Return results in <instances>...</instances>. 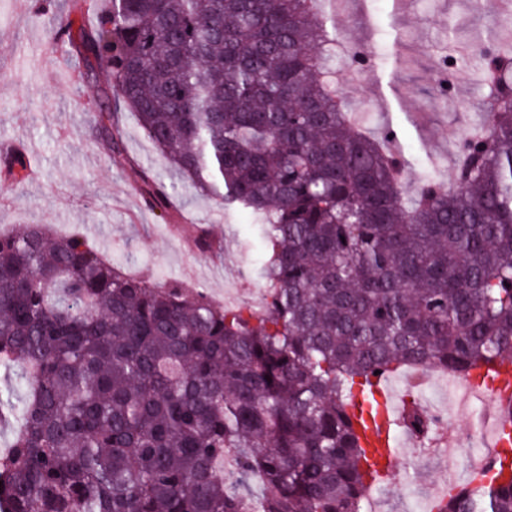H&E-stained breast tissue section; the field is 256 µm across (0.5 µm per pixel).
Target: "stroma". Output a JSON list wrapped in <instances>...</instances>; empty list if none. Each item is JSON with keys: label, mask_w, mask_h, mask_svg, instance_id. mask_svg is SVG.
<instances>
[{"label": "stroma", "mask_w": 512, "mask_h": 512, "mask_svg": "<svg viewBox=\"0 0 512 512\" xmlns=\"http://www.w3.org/2000/svg\"><path fill=\"white\" fill-rule=\"evenodd\" d=\"M501 15L499 0H488L479 13L470 11L468 0H401L388 6L380 20L369 0H344L337 10L348 43L376 44L384 38L401 45L386 71L363 62L362 82L341 94L358 112L364 130L389 123L399 131L401 148L415 157L408 170L410 188L426 175L449 183L457 142L483 120L475 106L482 94L479 56L460 63L459 78L448 85L446 99H437L433 90L431 77L448 52V25H455L458 44L494 40L511 48L512 35L501 33ZM53 25L31 10L29 0H0V144L25 146L39 172L35 181L0 179V232L46 224L61 234L81 233L114 264L162 285L177 281L188 289L205 287L219 306L225 284H238L246 292L261 288L263 251L248 213L224 209L185 180L174 200L180 217L190 222L182 234H174L166 212L146 206L138 190L139 173L173 179L167 158L126 110L121 130L131 162L123 167L112 163L94 131L112 77L102 71L94 83H83L79 60L52 41ZM202 225L219 241L220 253L191 249ZM413 374V369H401L393 391L413 395L426 414L444 412L453 441L442 447L411 443L399 472L373 490L374 512H426L445 483L449 460L462 455L460 440L477 425L453 400L435 393L429 379L412 384Z\"/></svg>", "instance_id": "35a3bbf8"}]
</instances>
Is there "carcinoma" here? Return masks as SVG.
<instances>
[{
	"label": "carcinoma",
	"instance_id": "cac0c4a2",
	"mask_svg": "<svg viewBox=\"0 0 512 512\" xmlns=\"http://www.w3.org/2000/svg\"><path fill=\"white\" fill-rule=\"evenodd\" d=\"M333 2L109 0L95 28H53L177 174L255 218L268 300L189 299L44 225L0 234V512H364L377 462L353 388L375 409L377 370L512 362V48L482 53L493 108L451 182L408 193L394 129L361 132L328 80L395 49L330 51ZM96 123L127 165L118 113ZM29 166L0 154L8 176ZM140 191L170 212L178 187ZM432 426L411 405L405 427ZM503 436L495 483L481 470L437 512H512ZM228 454L257 494L224 482Z\"/></svg>",
	"mask_w": 512,
	"mask_h": 512
}]
</instances>
